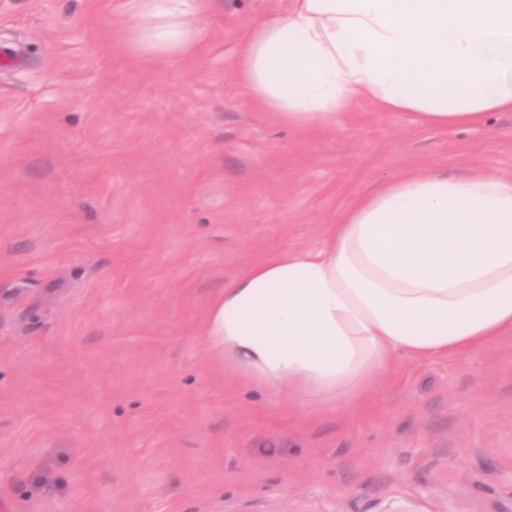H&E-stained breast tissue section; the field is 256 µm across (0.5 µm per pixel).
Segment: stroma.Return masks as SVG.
I'll list each match as a JSON object with an SVG mask.
<instances>
[{"label": "stroma", "instance_id": "1", "mask_svg": "<svg viewBox=\"0 0 512 512\" xmlns=\"http://www.w3.org/2000/svg\"><path fill=\"white\" fill-rule=\"evenodd\" d=\"M291 6L211 0L148 60L125 0H0V512H512V333L401 357L356 409L207 355L225 284L380 182L512 178V112L279 122L236 62Z\"/></svg>", "mask_w": 512, "mask_h": 512}]
</instances>
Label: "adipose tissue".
<instances>
[{
  "label": "adipose tissue",
  "instance_id": "1",
  "mask_svg": "<svg viewBox=\"0 0 512 512\" xmlns=\"http://www.w3.org/2000/svg\"><path fill=\"white\" fill-rule=\"evenodd\" d=\"M127 37L155 60L197 38L209 0H130ZM296 128L335 125L359 98L448 128L512 111V0H293L237 61ZM512 332V179L411 174L347 210L324 247L271 255L208 307L210 355L288 397L361 400L397 356H441Z\"/></svg>",
  "mask_w": 512,
  "mask_h": 512
}]
</instances>
